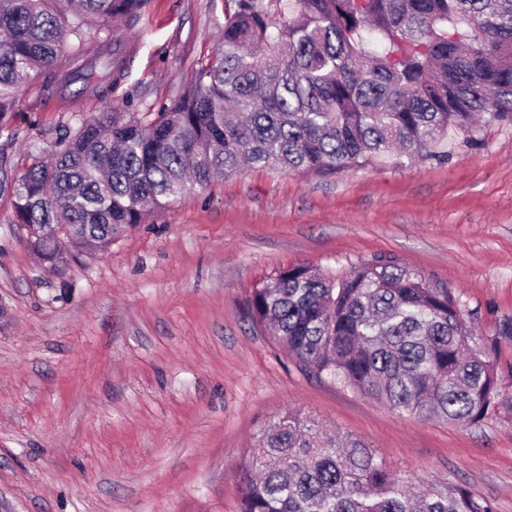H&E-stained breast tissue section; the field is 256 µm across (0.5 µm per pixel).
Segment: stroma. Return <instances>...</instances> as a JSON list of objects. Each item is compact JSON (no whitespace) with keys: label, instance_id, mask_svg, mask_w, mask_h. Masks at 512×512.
Segmentation results:
<instances>
[{"label":"stroma","instance_id":"stroma-1","mask_svg":"<svg viewBox=\"0 0 512 512\" xmlns=\"http://www.w3.org/2000/svg\"><path fill=\"white\" fill-rule=\"evenodd\" d=\"M236 0H146L114 33L133 61L104 96L21 89L0 164L113 108L178 97ZM392 257L448 289L507 397L483 421L402 415L315 375L250 315L255 289L309 264ZM288 411L364 440L395 473L466 485L512 512V124L447 163L330 180L255 167L192 187L104 251L51 267L0 196V512H239L236 471Z\"/></svg>","mask_w":512,"mask_h":512}]
</instances>
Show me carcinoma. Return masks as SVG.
<instances>
[{"mask_svg":"<svg viewBox=\"0 0 512 512\" xmlns=\"http://www.w3.org/2000/svg\"><path fill=\"white\" fill-rule=\"evenodd\" d=\"M144 0H0V132L42 72L99 96L125 73L114 23ZM512 123V0H238L215 58L155 112H101L0 195L31 250L106 247L147 206L245 164L329 179L353 168L448 160L480 115ZM251 317L316 374L393 410L475 424L505 401L459 301L392 258L341 277L297 265L254 293ZM236 479L240 512H494L462 485L415 489L360 439L288 411L263 427Z\"/></svg>","mask_w":512,"mask_h":512,"instance_id":"obj_1","label":"carcinoma"}]
</instances>
